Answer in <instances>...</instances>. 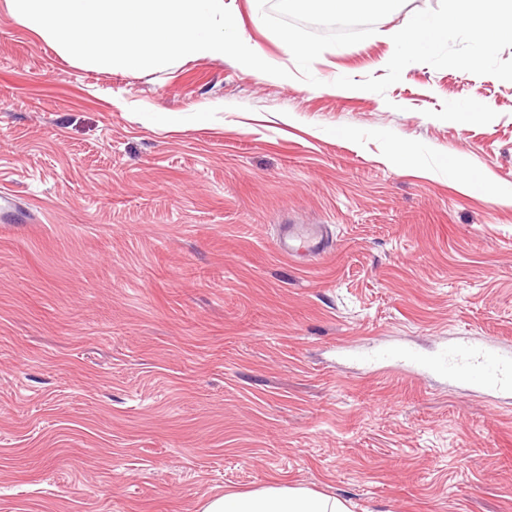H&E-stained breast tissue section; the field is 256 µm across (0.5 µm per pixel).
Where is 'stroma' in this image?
<instances>
[{"label":"stroma","mask_w":512,"mask_h":512,"mask_svg":"<svg viewBox=\"0 0 512 512\" xmlns=\"http://www.w3.org/2000/svg\"><path fill=\"white\" fill-rule=\"evenodd\" d=\"M438 2L324 51L312 87L230 58L86 68L0 0V512H200L274 482L512 512V408L337 353L512 345V206L448 174L512 186V82L413 63L383 95L331 86L384 76L385 32ZM225 4L296 71L256 0ZM293 224L325 253L283 257Z\"/></svg>","instance_id":"35a3bbf8"}]
</instances>
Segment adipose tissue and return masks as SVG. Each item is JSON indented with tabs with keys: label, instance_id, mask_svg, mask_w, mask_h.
I'll use <instances>...</instances> for the list:
<instances>
[{
	"label": "adipose tissue",
	"instance_id": "1",
	"mask_svg": "<svg viewBox=\"0 0 512 512\" xmlns=\"http://www.w3.org/2000/svg\"><path fill=\"white\" fill-rule=\"evenodd\" d=\"M201 512H348V509L332 496L301 487L271 484L211 497L202 504Z\"/></svg>",
	"mask_w": 512,
	"mask_h": 512
}]
</instances>
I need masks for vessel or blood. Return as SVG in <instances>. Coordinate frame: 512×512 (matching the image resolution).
I'll return each mask as SVG.
<instances>
[{
  "label": "vessel or blood",
  "instance_id": "vessel-or-blood-1",
  "mask_svg": "<svg viewBox=\"0 0 512 512\" xmlns=\"http://www.w3.org/2000/svg\"><path fill=\"white\" fill-rule=\"evenodd\" d=\"M280 247L289 255L302 251L320 253L324 250L323 235L316 227L292 228L283 232ZM347 354L363 366L391 364L413 375L436 373L487 393L512 394V349L502 347L489 336L458 337L431 356L398 346L351 348Z\"/></svg>",
  "mask_w": 512,
  "mask_h": 512
}]
</instances>
